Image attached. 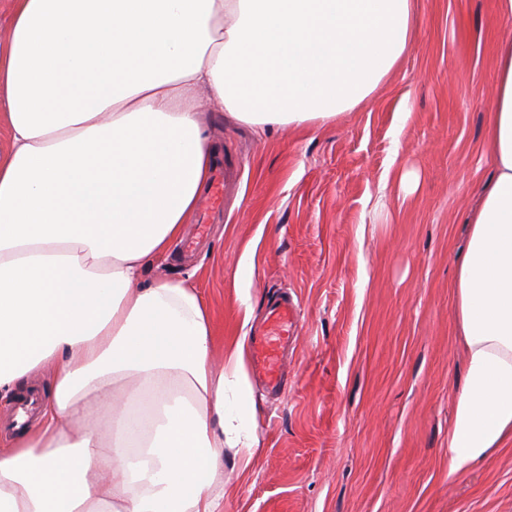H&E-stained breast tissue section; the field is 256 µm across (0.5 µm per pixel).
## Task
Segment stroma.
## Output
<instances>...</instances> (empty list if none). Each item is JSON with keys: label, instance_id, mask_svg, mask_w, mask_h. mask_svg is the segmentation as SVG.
<instances>
[{"label": "stroma", "instance_id": "1", "mask_svg": "<svg viewBox=\"0 0 512 512\" xmlns=\"http://www.w3.org/2000/svg\"><path fill=\"white\" fill-rule=\"evenodd\" d=\"M492 13L493 0H420L412 50L327 128L259 141L210 115L224 213L158 273L195 284L219 343L253 333L281 296L298 306L285 390L252 382L262 457L244 472L224 451V512H512V447L448 473L466 373L452 257L492 173L488 100L508 34Z\"/></svg>", "mask_w": 512, "mask_h": 512}]
</instances>
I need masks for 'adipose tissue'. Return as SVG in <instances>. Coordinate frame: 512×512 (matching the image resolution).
<instances>
[{
    "instance_id": "1",
    "label": "adipose tissue",
    "mask_w": 512,
    "mask_h": 512,
    "mask_svg": "<svg viewBox=\"0 0 512 512\" xmlns=\"http://www.w3.org/2000/svg\"><path fill=\"white\" fill-rule=\"evenodd\" d=\"M418 0H10L0 40V394L50 377L0 432V512H224V451L255 456L246 339L215 368L197 288L145 272L197 211L206 115L320 129L412 49ZM495 170L455 261L467 372L448 471L512 446V39Z\"/></svg>"
}]
</instances>
